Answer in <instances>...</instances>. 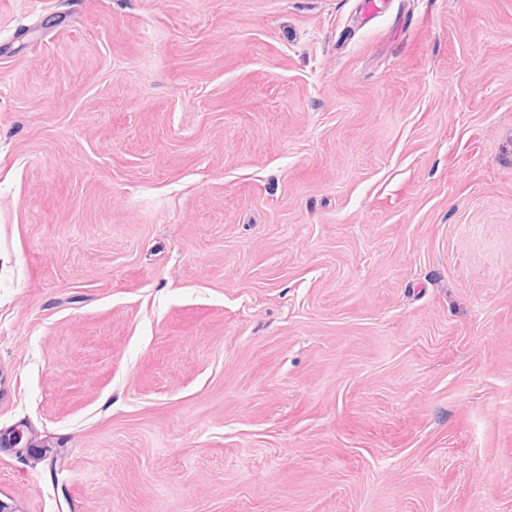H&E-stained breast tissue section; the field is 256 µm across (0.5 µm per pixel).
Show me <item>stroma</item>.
<instances>
[{
	"instance_id": "stroma-1",
	"label": "stroma",
	"mask_w": 512,
	"mask_h": 512,
	"mask_svg": "<svg viewBox=\"0 0 512 512\" xmlns=\"http://www.w3.org/2000/svg\"><path fill=\"white\" fill-rule=\"evenodd\" d=\"M0 501L512 512V0H0Z\"/></svg>"
}]
</instances>
